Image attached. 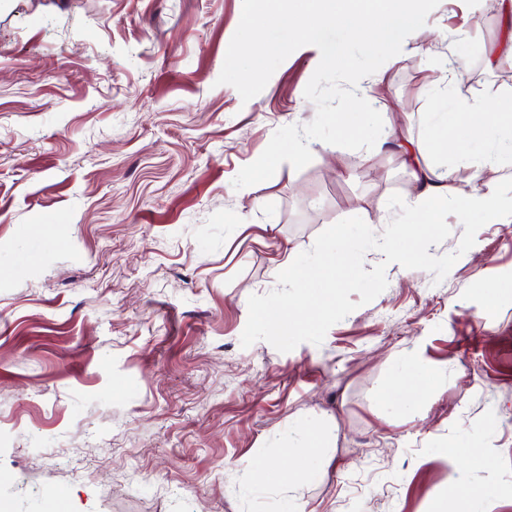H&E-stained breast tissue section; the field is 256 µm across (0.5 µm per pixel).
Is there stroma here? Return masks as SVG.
I'll return each mask as SVG.
<instances>
[{
	"label": "stroma",
	"mask_w": 512,
	"mask_h": 512,
	"mask_svg": "<svg viewBox=\"0 0 512 512\" xmlns=\"http://www.w3.org/2000/svg\"><path fill=\"white\" fill-rule=\"evenodd\" d=\"M241 13L0 0V512H512V222L441 283L387 268L321 345L241 346L286 255L347 217L382 234L414 189L397 145L320 141L302 170L234 189L277 129L313 120L320 61L300 47L242 102L217 82ZM504 31L487 0H440L358 88L436 164L467 106L512 89V66L486 65ZM449 56L470 85L442 102ZM284 457L287 486H264Z\"/></svg>",
	"instance_id": "stroma-1"
}]
</instances>
